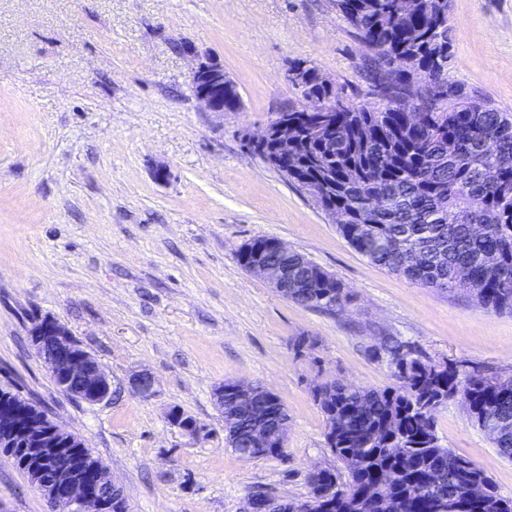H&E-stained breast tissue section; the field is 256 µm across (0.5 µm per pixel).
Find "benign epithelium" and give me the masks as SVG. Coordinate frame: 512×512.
<instances>
[{"label":"benign epithelium","mask_w":512,"mask_h":512,"mask_svg":"<svg viewBox=\"0 0 512 512\" xmlns=\"http://www.w3.org/2000/svg\"><path fill=\"white\" fill-rule=\"evenodd\" d=\"M191 90L199 106L220 117L234 112L241 106L236 86L224 77V68L218 64L201 61L191 73ZM233 95V105H224L227 94ZM300 129L275 117L257 134L248 137L256 145L272 143L273 154L263 156L270 166L277 157L288 152V146L297 138ZM252 274L267 282L278 293H283L282 275L265 264L257 265ZM32 346L41 357L48 373L55 377L59 388L71 397L100 403L111 394V384L98 361L87 351L78 348L72 333L55 320L35 323L30 329ZM155 379L143 371L132 379L131 391L141 398L154 394ZM259 390V385L244 381L233 382L232 394L236 401L246 402ZM49 416L35 417L23 405L0 407V425L6 434L25 454L28 472L38 481L32 486L48 500L54 512H106L108 489H117L104 464L91 468L75 464L60 454V448L51 440L54 430L46 427ZM169 424L185 435L199 437L201 427L180 418V410L168 413ZM288 422L284 421L274 431L266 429L264 422H256V443H266L275 438L285 444Z\"/></svg>","instance_id":"benign-epithelium-1"}]
</instances>
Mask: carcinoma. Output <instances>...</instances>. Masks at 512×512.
Masks as SVG:
<instances>
[{"label": "carcinoma", "instance_id": "cac0c4a2", "mask_svg": "<svg viewBox=\"0 0 512 512\" xmlns=\"http://www.w3.org/2000/svg\"><path fill=\"white\" fill-rule=\"evenodd\" d=\"M336 0V8L367 49L364 66L380 96L377 107L336 113V128L305 129L288 148V176L310 189L323 209L342 215L341 235L371 264L425 286L463 288L494 310L512 311V120L448 80V0ZM302 96L318 102L338 97L317 82L316 69ZM428 82L416 104L427 123L409 122L405 97L419 76ZM370 196L386 200L365 220ZM484 231L475 235L471 226ZM263 260L288 268V295L302 307L334 313L348 302L343 283L314 262L283 254L275 238H256L237 255L246 272ZM395 387L315 386L333 455L358 457L347 481L323 469L308 481L309 493L332 503L329 512H512V500L497 496L481 504L468 499L469 485L489 480L483 469L437 443L435 415L422 400L459 398L473 420H493L492 441L512 459V394L490 393L484 376L466 369L440 370L401 355L403 344H384ZM266 392L246 404L224 402V436L233 451L245 447L251 414L275 410ZM59 445L85 465L99 462L73 434Z\"/></svg>", "mask_w": 512, "mask_h": 512}]
</instances>
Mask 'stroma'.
Segmentation results:
<instances>
[{
	"label": "stroma",
	"mask_w": 512,
	"mask_h": 512,
	"mask_svg": "<svg viewBox=\"0 0 512 512\" xmlns=\"http://www.w3.org/2000/svg\"><path fill=\"white\" fill-rule=\"evenodd\" d=\"M449 80L512 117V0H449ZM363 48L334 0H0V387L18 391L107 466L131 512H242L254 488L296 500L330 452L312 388L383 389L386 337L426 360L512 375V312L369 263L311 197L245 141L306 101L286 74L316 68L343 101L374 106ZM242 100L224 116L190 88L199 60ZM166 166L167 179L155 177ZM273 237L340 279L333 314L297 305L241 269L238 249ZM65 325L124 383L91 404L60 391L33 348L35 320ZM261 384L288 411L280 457L224 442L215 386ZM179 407L204 428H172ZM442 446L512 499V459L456 399ZM0 512H49L0 453Z\"/></svg>",
	"instance_id": "35a3bbf8"
}]
</instances>
